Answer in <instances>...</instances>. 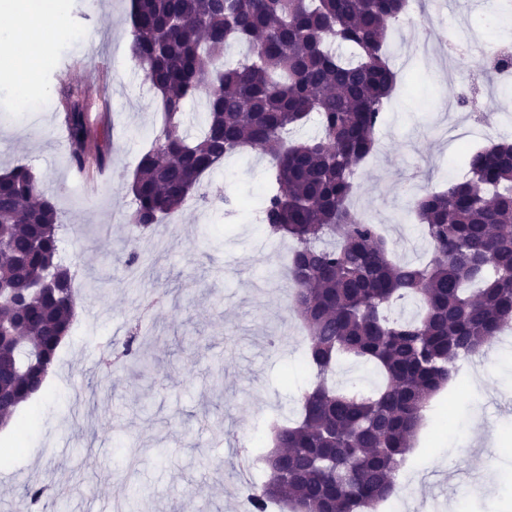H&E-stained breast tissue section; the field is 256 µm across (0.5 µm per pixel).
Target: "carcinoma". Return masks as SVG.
<instances>
[{
	"label": "carcinoma",
	"mask_w": 512,
	"mask_h": 512,
	"mask_svg": "<svg viewBox=\"0 0 512 512\" xmlns=\"http://www.w3.org/2000/svg\"><path fill=\"white\" fill-rule=\"evenodd\" d=\"M406 8L407 0H131L130 56L163 111L130 184L135 228L153 232L204 173L247 145L275 164L257 220L293 243L286 274L314 382L299 419L270 426L253 512L273 503L287 512H366L387 500L432 397L461 361L512 324V143L468 150L464 180L410 199L430 247L423 263L392 260L379 225L350 205L396 84L387 34ZM235 42L247 45L246 55L224 61ZM195 98L204 100L206 122L192 136L182 111ZM60 101L71 166L108 167L109 132L91 128L74 87H62ZM309 122L316 134L293 138ZM94 139L102 144L91 155ZM61 228L27 166L0 174V417L7 421L43 383L72 322L75 271L60 257ZM405 298L416 313L393 317ZM113 351L133 367L149 366L138 325ZM341 362L373 367L380 384L336 387Z\"/></svg>",
	"instance_id": "carcinoma-1"
}]
</instances>
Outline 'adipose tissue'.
I'll return each instance as SVG.
<instances>
[{
    "label": "adipose tissue",
    "mask_w": 512,
    "mask_h": 512,
    "mask_svg": "<svg viewBox=\"0 0 512 512\" xmlns=\"http://www.w3.org/2000/svg\"><path fill=\"white\" fill-rule=\"evenodd\" d=\"M64 21L60 0H19L0 10V76L16 95L35 101L45 94L31 71L36 47Z\"/></svg>",
    "instance_id": "obj_1"
}]
</instances>
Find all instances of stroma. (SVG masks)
I'll list each match as a JSON object with an SVG mask.
<instances>
[{"instance_id":"obj_1","label":"stroma","mask_w":512,"mask_h":512,"mask_svg":"<svg viewBox=\"0 0 512 512\" xmlns=\"http://www.w3.org/2000/svg\"><path fill=\"white\" fill-rule=\"evenodd\" d=\"M129 0H64L74 34L43 43L54 64L39 73L42 102L24 105L0 82V173L32 169L63 224L61 257L76 265L77 312L44 390L24 404L26 432L0 427V448H22L0 462V507L29 512L26 485H49L40 512H112L114 501L133 512H243L242 465L267 450V420L296 419L314 375L308 346L291 304L293 286L281 277L278 240L253 221L271 165L260 149L228 157L202 179L207 204L189 200L165 218L177 243L161 257L131 229L128 184L160 127V102L130 57ZM414 32L395 27L389 46L412 42L407 57H391L397 74L379 142L358 170L352 198L384 235L405 234L393 254L422 262L423 230L406 207L409 180L427 190L464 179L463 144L439 139L441 105L472 76L484 75L483 55L439 82ZM82 92L91 126L110 132L105 171L72 170L57 130L59 83ZM140 255L137 279L126 275L130 252ZM149 329L156 369L105 373L99 359L134 323ZM487 387L470 390L468 372L431 401L406 466L412 504L443 512H512V468L484 483L479 460L512 455V381L505 365L486 364ZM485 441L466 443L472 416ZM142 454L134 473L130 449Z\"/></svg>"}]
</instances>
